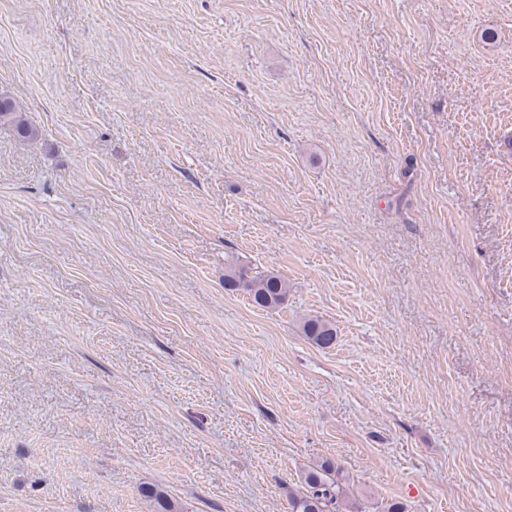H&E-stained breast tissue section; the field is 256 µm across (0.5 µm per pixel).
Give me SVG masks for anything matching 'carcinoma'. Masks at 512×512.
<instances>
[{
  "instance_id": "cac0c4a2",
  "label": "carcinoma",
  "mask_w": 512,
  "mask_h": 512,
  "mask_svg": "<svg viewBox=\"0 0 512 512\" xmlns=\"http://www.w3.org/2000/svg\"><path fill=\"white\" fill-rule=\"evenodd\" d=\"M0 124L15 129L25 139L37 136L24 118L22 107L12 98L0 99ZM224 283L229 288L244 289L252 303L260 308L275 309L288 298V281L272 272L250 273L245 267H227ZM303 334L321 348L330 347L336 340V327L319 317H310L302 323ZM304 491L289 499L290 512H339L340 504L349 499L340 467L332 459L323 460L307 470L303 477ZM152 506V512H181L164 491L147 486L141 490Z\"/></svg>"
}]
</instances>
